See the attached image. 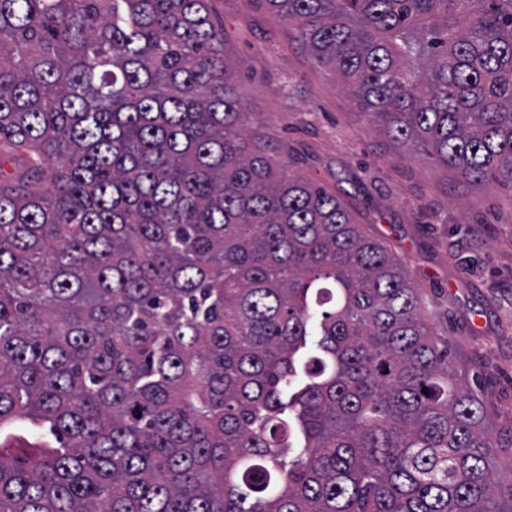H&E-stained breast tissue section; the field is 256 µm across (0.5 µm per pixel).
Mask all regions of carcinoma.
<instances>
[{"instance_id": "1", "label": "carcinoma", "mask_w": 512, "mask_h": 512, "mask_svg": "<svg viewBox=\"0 0 512 512\" xmlns=\"http://www.w3.org/2000/svg\"><path fill=\"white\" fill-rule=\"evenodd\" d=\"M209 2L0 0V512H512L402 262L247 133ZM266 3L375 131L512 185V0ZM19 422L56 445L17 461Z\"/></svg>"}]
</instances>
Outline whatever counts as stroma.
<instances>
[{"label": "stroma", "mask_w": 512, "mask_h": 512, "mask_svg": "<svg viewBox=\"0 0 512 512\" xmlns=\"http://www.w3.org/2000/svg\"><path fill=\"white\" fill-rule=\"evenodd\" d=\"M247 127L267 157L340 192L403 262L434 331L512 433V187L461 181L373 132L335 75L314 66L266 0H212Z\"/></svg>", "instance_id": "1"}]
</instances>
